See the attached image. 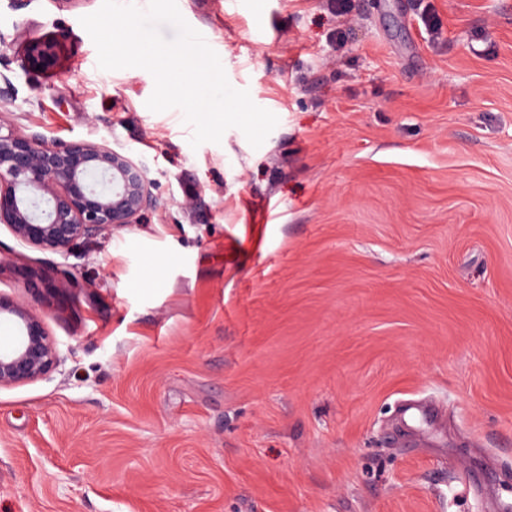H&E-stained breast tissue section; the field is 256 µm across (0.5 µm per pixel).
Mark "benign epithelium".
Returning <instances> with one entry per match:
<instances>
[{"instance_id":"7a95c632","label":"benign epithelium","mask_w":512,"mask_h":512,"mask_svg":"<svg viewBox=\"0 0 512 512\" xmlns=\"http://www.w3.org/2000/svg\"><path fill=\"white\" fill-rule=\"evenodd\" d=\"M62 42L55 37L32 41L21 67L53 72ZM12 98L0 91V224L27 246L62 257L112 228L138 224L165 201L155 193L150 167L143 158L105 142L46 143L25 133L10 118ZM19 333L17 343L0 350V388L42 380L65 363L40 314L19 301L0 297Z\"/></svg>"}]
</instances>
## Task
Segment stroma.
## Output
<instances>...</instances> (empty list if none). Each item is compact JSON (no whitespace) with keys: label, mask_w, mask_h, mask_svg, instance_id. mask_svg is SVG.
<instances>
[{"label":"stroma","mask_w":512,"mask_h":512,"mask_svg":"<svg viewBox=\"0 0 512 512\" xmlns=\"http://www.w3.org/2000/svg\"><path fill=\"white\" fill-rule=\"evenodd\" d=\"M247 2L177 5L277 116L257 148L98 68L102 0H0L13 121L167 203L66 258L0 224L65 357L0 389V512H512V0ZM62 42L55 37H45L32 41L26 47L21 57V67L44 73L53 72L60 62ZM41 65V70H36Z\"/></svg>","instance_id":"35a3bbf8"}]
</instances>
